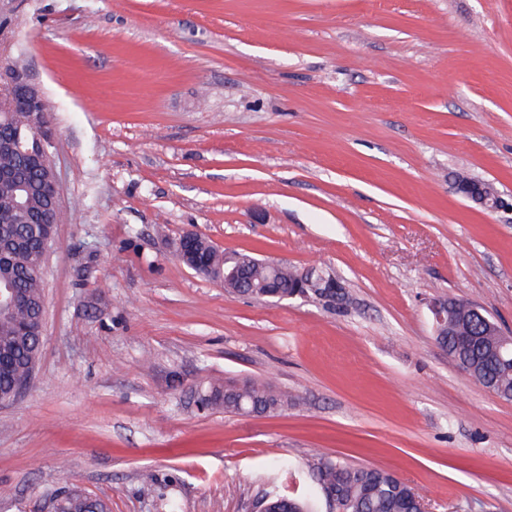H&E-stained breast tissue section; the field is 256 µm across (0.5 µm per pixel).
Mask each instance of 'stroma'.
<instances>
[{
	"label": "stroma",
	"mask_w": 512,
	"mask_h": 512,
	"mask_svg": "<svg viewBox=\"0 0 512 512\" xmlns=\"http://www.w3.org/2000/svg\"><path fill=\"white\" fill-rule=\"evenodd\" d=\"M19 53L61 214L34 376L0 403V512L71 485L111 512H253L318 454L395 471L429 512H512V401L429 310L512 334V212L455 189L512 196V0H0V61ZM189 232L350 302L234 294L178 261ZM228 378L293 405L199 410ZM456 190L463 197L485 209L512 210V203H509L492 184L473 178H466L456 183Z\"/></svg>",
	"instance_id": "stroma-1"
}]
</instances>
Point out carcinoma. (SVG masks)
Instances as JSON below:
<instances>
[{
	"label": "carcinoma",
	"mask_w": 512,
	"mask_h": 512,
	"mask_svg": "<svg viewBox=\"0 0 512 512\" xmlns=\"http://www.w3.org/2000/svg\"><path fill=\"white\" fill-rule=\"evenodd\" d=\"M0 135L15 137L21 150L0 153V167L16 172L14 181L0 182V237L31 239L27 249L17 252L8 260H0V282H13L23 296V301L8 312H0V357L9 364L0 366V394L10 393L18 380L24 377L39 355L36 338H25L21 327L38 319L44 300L43 280L35 275L44 263V252L36 236L42 228L38 224L24 223L17 207L18 183L39 181L44 177L42 156L33 149V134L29 130V113L18 107L0 115ZM196 252L206 264L224 265V252L207 239H194ZM298 268L285 265L280 269L252 266L246 277L257 287L251 289V298L267 301L270 289L262 284L275 280L280 292L288 293ZM495 340L482 336L467 348L457 345V337H448V352L466 362L477 379L507 395L512 392V368L500 363L494 348ZM205 408L222 407L226 413H238L252 406L264 412L288 405V395L276 390L269 383H254L238 393L235 385L226 382L224 390H215L209 398L202 399ZM307 483L299 497H289L276 492L267 493V503L282 504L288 512H416L420 493L395 473L373 465H353L343 460L319 457L309 465ZM57 512H109L108 504L93 498L77 487L66 490L59 500Z\"/></svg>",
	"instance_id": "cac0c4a2"
}]
</instances>
